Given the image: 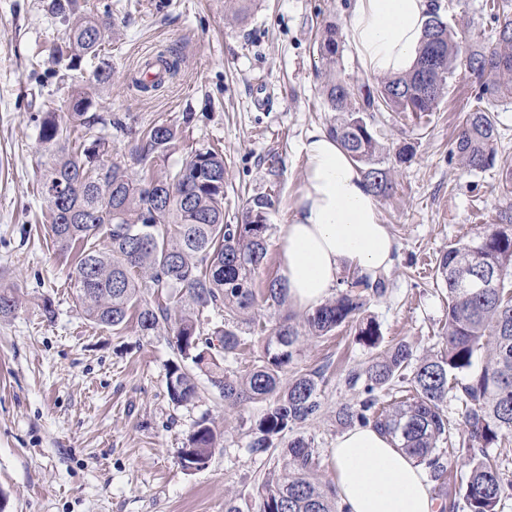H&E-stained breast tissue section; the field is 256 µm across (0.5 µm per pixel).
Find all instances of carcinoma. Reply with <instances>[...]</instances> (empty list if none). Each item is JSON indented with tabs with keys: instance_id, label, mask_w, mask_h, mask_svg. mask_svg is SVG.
Instances as JSON below:
<instances>
[{
	"instance_id": "obj_1",
	"label": "carcinoma",
	"mask_w": 512,
	"mask_h": 512,
	"mask_svg": "<svg viewBox=\"0 0 512 512\" xmlns=\"http://www.w3.org/2000/svg\"><path fill=\"white\" fill-rule=\"evenodd\" d=\"M499 20L498 40L491 48L463 46L437 13L427 23L416 64L402 76L383 77L358 95L336 71L340 37L336 24L324 25L318 53L328 70L323 96L333 113L327 132L359 165L378 197L393 190L395 166L406 164L413 149L404 146L394 161L383 157L374 130V113L384 109L420 118L434 111L458 65L479 85L475 105L464 116L454 141L463 168L482 172L500 166L512 182V164L499 157L500 133L486 104L512 94V0H490ZM47 10L65 26V39L52 58L68 60L71 69L104 49L111 25L91 13L77 12V0H50ZM84 89L71 88L67 112L42 113L39 141L46 161L39 191L46 204L54 243L66 251L79 245L72 280L86 319L119 329L136 320L142 335L166 331L176 359L166 368V389L176 406L199 399L196 374L208 379L232 407L244 401L267 403L249 427L248 452L278 462L264 474L248 512H347L336 491L319 481L314 449L299 437L281 448L276 441L317 416L321 374L293 376L280 387L297 354L298 327L280 315L287 288L279 278L252 288L267 263V214L273 196L251 198L239 224L224 223V154L215 147L195 150L175 172L161 176L179 132L165 124L133 127L120 119L88 114ZM113 126L132 142L130 155L140 169L107 161L109 141L94 133L96 125ZM502 226L479 240L448 244L437 262V277L448 292L442 347L416 360L400 342L375 354L367 369L349 375L364 380L365 398L336 412L342 425L373 423L399 447L429 469L433 480L444 473L441 447L449 439L444 406L448 393L461 392L467 408L465 430L451 453L467 469L459 499L445 512H501L512 497V480L488 449L512 434V214ZM495 274L487 288L471 282L486 271ZM385 279L362 278L303 317L305 335L325 336L359 321L357 340L376 349L381 333L372 319H362L367 303L385 293ZM18 310L15 287L0 281V320ZM223 320L211 323L208 313ZM272 327H267L270 320ZM261 334V352L246 373L230 374L224 361L245 350L242 326ZM399 383L410 396L375 411L376 392ZM220 433L203 419L178 451L182 470H200L219 447Z\"/></svg>"
}]
</instances>
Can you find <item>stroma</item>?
I'll list each match as a JSON object with an SVG mask.
<instances>
[{
	"mask_svg": "<svg viewBox=\"0 0 512 512\" xmlns=\"http://www.w3.org/2000/svg\"><path fill=\"white\" fill-rule=\"evenodd\" d=\"M46 0H0V278L14 284L21 306L0 321V512H224L228 492L251 501L256 481L272 462L247 451V427L260 402L225 407L205 376L200 398L175 406L165 384L175 358L166 334L144 336L135 321L121 329L85 320L74 294L73 254L61 252L47 225L38 191L41 155L37 116L63 109L49 49L64 33ZM485 0H436L444 19L470 20L466 39L490 46L495 24ZM352 0H256L241 22L227 17L224 0H88L86 7L122 24L108 61L112 81L92 80L95 63L69 71L85 89L92 112H109L132 126H178L195 120L170 153L175 170L191 150L224 152V221L240 223L246 201L272 193L267 216L268 263L256 287L280 275L281 230L303 188L299 148L306 134L327 126L317 53L321 28L345 25ZM177 60L158 90L137 91L141 62L157 54ZM478 86L465 68L435 112L422 121L396 112L376 115L387 153L412 144L411 163L397 167L381 217L399 244L385 271L386 291L366 314L383 345L407 341L415 356L436 350L446 315V290L436 262L449 243L475 239L512 208L500 168L469 173L452 155L453 139ZM52 315H45V308ZM372 349L343 324L303 339L290 372H320V411L286 433L316 451L317 476L333 484L330 450L343 426L340 405L363 399L350 372H364ZM223 439L208 466L186 472L179 448L201 419Z\"/></svg>",
	"mask_w": 512,
	"mask_h": 512,
	"instance_id": "1",
	"label": "stroma"
}]
</instances>
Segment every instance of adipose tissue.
Wrapping results in <instances>:
<instances>
[{"instance_id":"1","label":"adipose tissue","mask_w":512,"mask_h":512,"mask_svg":"<svg viewBox=\"0 0 512 512\" xmlns=\"http://www.w3.org/2000/svg\"><path fill=\"white\" fill-rule=\"evenodd\" d=\"M430 0H355L347 41L368 74L398 76L414 66ZM304 189L283 227L281 277L288 301L311 311L336 290L342 271L390 268L398 244L356 163L326 131L302 141ZM338 498L350 512H436L423 469L374 425L344 432L331 450Z\"/></svg>"}]
</instances>
